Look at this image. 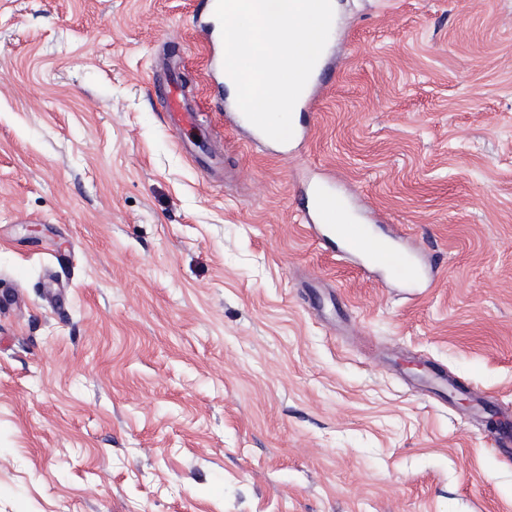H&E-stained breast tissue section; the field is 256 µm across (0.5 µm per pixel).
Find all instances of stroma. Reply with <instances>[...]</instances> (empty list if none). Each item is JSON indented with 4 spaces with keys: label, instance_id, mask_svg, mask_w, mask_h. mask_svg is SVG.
Here are the masks:
<instances>
[{
    "label": "stroma",
    "instance_id": "stroma-1",
    "mask_svg": "<svg viewBox=\"0 0 512 512\" xmlns=\"http://www.w3.org/2000/svg\"><path fill=\"white\" fill-rule=\"evenodd\" d=\"M199 3L0 0V512H512L474 413L512 418V0H336L277 155ZM311 185L382 265L317 246ZM201 9L196 15V25L200 26L205 34V43L209 48L208 66L211 70H219V60L214 54V50L217 46L223 45L221 27L216 22L214 14L216 0H202L200 2ZM210 10V14L201 21L202 12ZM163 103L168 117L176 126L188 125L194 127L198 113L188 109L184 103L182 90L173 83L169 92L163 97Z\"/></svg>",
    "mask_w": 512,
    "mask_h": 512
}]
</instances>
